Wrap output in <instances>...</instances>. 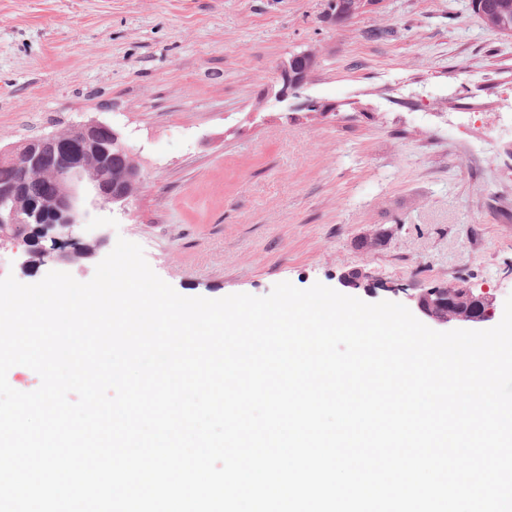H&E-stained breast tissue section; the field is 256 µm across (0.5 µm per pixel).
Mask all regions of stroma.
Segmentation results:
<instances>
[{"mask_svg": "<svg viewBox=\"0 0 512 512\" xmlns=\"http://www.w3.org/2000/svg\"><path fill=\"white\" fill-rule=\"evenodd\" d=\"M327 0H0V147L108 124L142 183L126 207H84L81 282L118 238L186 297L322 283L368 303L463 284L512 296V37L469 0H382L343 25ZM315 56L305 95L278 101L277 67ZM385 229L366 255L358 239ZM368 271L373 291L343 287Z\"/></svg>", "mask_w": 512, "mask_h": 512, "instance_id": "35a3bbf8", "label": "stroma"}]
</instances>
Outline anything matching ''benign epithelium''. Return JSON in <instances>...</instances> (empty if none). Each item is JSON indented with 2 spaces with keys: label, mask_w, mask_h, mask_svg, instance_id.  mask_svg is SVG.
Wrapping results in <instances>:
<instances>
[{
  "label": "benign epithelium",
  "mask_w": 512,
  "mask_h": 512,
  "mask_svg": "<svg viewBox=\"0 0 512 512\" xmlns=\"http://www.w3.org/2000/svg\"><path fill=\"white\" fill-rule=\"evenodd\" d=\"M381 0H356L351 9L339 10L336 19L347 20L370 11ZM309 69L287 63L279 67L283 87L301 90ZM96 161L107 172L95 180L86 162ZM0 162L16 166V180L0 186V240L43 239L66 244L73 239L86 196L103 206L129 203V191L141 184L140 172L130 148L111 126L101 122L77 124L66 134L31 138L9 149H0ZM28 266L45 259L74 260V253L52 252L45 247L28 250ZM416 309L429 321L448 324H473L489 320L491 300L464 285L424 288L411 296Z\"/></svg>",
  "instance_id": "benign-epithelium-1"
}]
</instances>
